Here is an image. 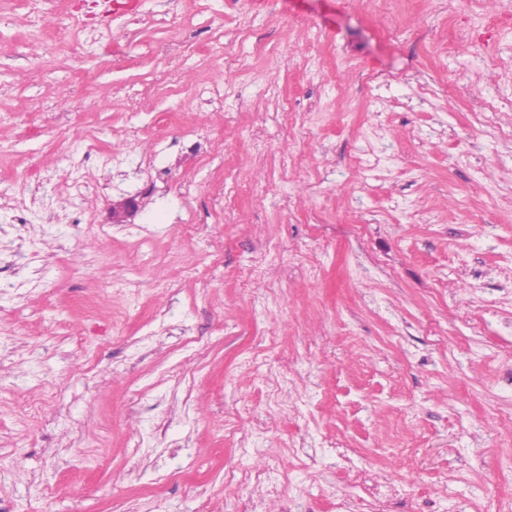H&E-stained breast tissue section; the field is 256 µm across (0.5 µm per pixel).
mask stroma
Returning a JSON list of instances; mask_svg holds the SVG:
<instances>
[{
	"label": "stroma",
	"instance_id": "1",
	"mask_svg": "<svg viewBox=\"0 0 512 512\" xmlns=\"http://www.w3.org/2000/svg\"><path fill=\"white\" fill-rule=\"evenodd\" d=\"M507 129L512 0H0V512H512ZM406 490L404 487L395 484L389 483L388 485H379L374 487L369 495L372 499V505L375 507L377 512H382L389 501L394 498L404 497L406 495Z\"/></svg>",
	"mask_w": 512,
	"mask_h": 512
}]
</instances>
